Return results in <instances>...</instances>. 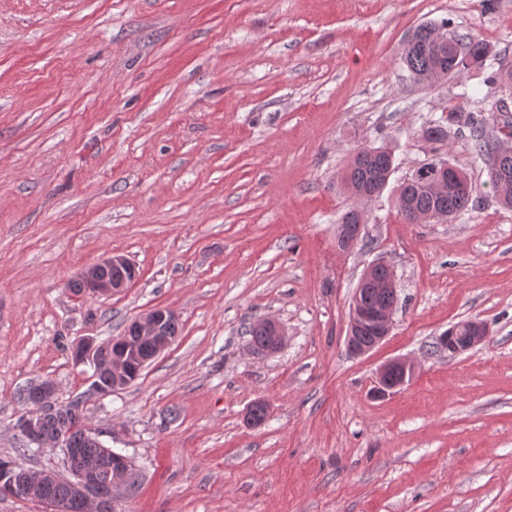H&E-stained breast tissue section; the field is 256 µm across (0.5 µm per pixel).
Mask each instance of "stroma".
<instances>
[{
  "label": "stroma",
  "instance_id": "stroma-1",
  "mask_svg": "<svg viewBox=\"0 0 512 512\" xmlns=\"http://www.w3.org/2000/svg\"><path fill=\"white\" fill-rule=\"evenodd\" d=\"M444 21L512 60V0H0V458L63 471L60 450L22 452L15 429L20 391L47 379L139 470L117 512H512V209L465 137L420 132L474 109L464 88L511 115L512 94L477 70L410 78L406 42ZM381 144L395 170L354 203L341 174ZM438 160L479 207L405 223L400 184ZM353 205L364 241L343 252ZM113 252L136 266L131 288L68 290ZM379 260L393 328L354 358L351 296ZM157 307L178 316L172 345L89 395L73 344ZM265 318L286 335L268 356L245 333ZM468 319L488 325L482 344L435 351ZM398 356L412 381L374 398ZM365 223V218L363 213L358 209V207L350 208L341 218L340 224H356V225H347L342 226L338 231V241L337 245L342 250H349L354 245L357 239L361 235L362 224ZM339 224V225H340Z\"/></svg>",
  "mask_w": 512,
  "mask_h": 512
}]
</instances>
